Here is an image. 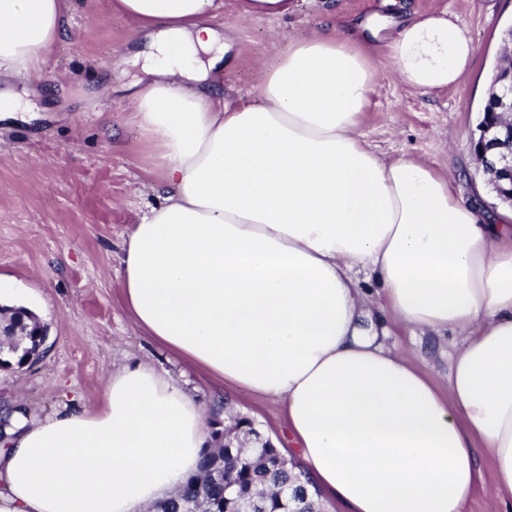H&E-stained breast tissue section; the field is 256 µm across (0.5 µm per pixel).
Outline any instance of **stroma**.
Listing matches in <instances>:
<instances>
[{
	"label": "stroma",
	"instance_id": "1",
	"mask_svg": "<svg viewBox=\"0 0 512 512\" xmlns=\"http://www.w3.org/2000/svg\"><path fill=\"white\" fill-rule=\"evenodd\" d=\"M443 11L474 43L469 75L438 92L413 90L393 71L386 40L358 37L355 48L375 73L364 130L382 157L424 158L453 177L464 203L494 210L498 202L477 167L473 140L502 33L512 26V0H299L285 17L246 15L240 0H224L209 24L233 38L235 54L202 91L258 101L266 70L293 35L314 31L329 14L357 23L379 13L403 24ZM142 44L112 0H70L68 24L40 72L0 75V92L30 104L23 117L0 118V278L13 285V302L36 313L48 332L44 357L0 367V407L38 417L62 408L79 413L99 402L112 368L141 361L188 382L202 405L223 401L233 416L287 447L278 401L208 379L145 336L124 306L123 240L165 196L164 161L132 112L139 72L127 61ZM388 330L389 346L445 380L450 332L427 336L395 324Z\"/></svg>",
	"mask_w": 512,
	"mask_h": 512
}]
</instances>
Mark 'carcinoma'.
Returning <instances> with one entry per match:
<instances>
[{
    "label": "carcinoma",
    "instance_id": "carcinoma-1",
    "mask_svg": "<svg viewBox=\"0 0 512 512\" xmlns=\"http://www.w3.org/2000/svg\"><path fill=\"white\" fill-rule=\"evenodd\" d=\"M0 317L24 334L0 338L3 357L19 367L40 355L41 336L28 335V323L38 319L24 308H1ZM246 439L230 435L206 456L207 466L190 478L175 496L155 506V512H294L295 501L306 512L320 509L308 484L295 472L294 462L276 447L246 448Z\"/></svg>",
    "mask_w": 512,
    "mask_h": 512
}]
</instances>
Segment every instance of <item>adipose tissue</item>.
<instances>
[{
	"label": "adipose tissue",
	"instance_id": "ef3b65f1",
	"mask_svg": "<svg viewBox=\"0 0 512 512\" xmlns=\"http://www.w3.org/2000/svg\"><path fill=\"white\" fill-rule=\"evenodd\" d=\"M218 7L112 3L150 38L133 108L165 160L166 197L119 257L134 323L278 400L310 490L345 512H462L485 465L490 495L512 501V208L464 204L422 159H382L363 132L375 73L335 24L293 38L260 103L205 101L199 81L232 48L207 23ZM67 9L0 0V72L33 73ZM388 48L424 92L462 82L475 54L443 13ZM381 312L458 334L447 391L386 346ZM0 417V512H151L208 441L207 408L141 363L114 369L93 409Z\"/></svg>",
	"mask_w": 512,
	"mask_h": 512
}]
</instances>
